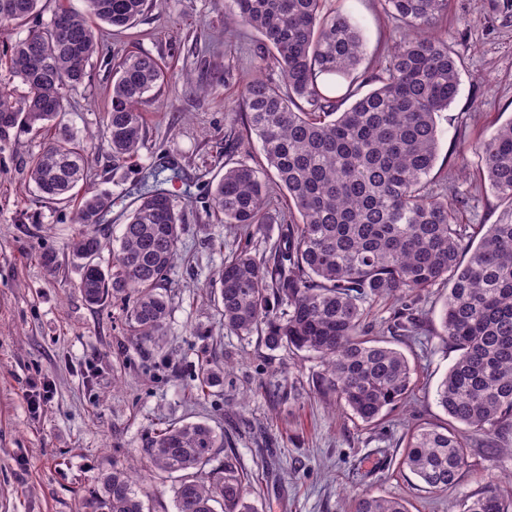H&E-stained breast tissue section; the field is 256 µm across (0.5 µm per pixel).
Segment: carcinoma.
Segmentation results:
<instances>
[{
    "label": "carcinoma",
    "mask_w": 512,
    "mask_h": 512,
    "mask_svg": "<svg viewBox=\"0 0 512 512\" xmlns=\"http://www.w3.org/2000/svg\"><path fill=\"white\" fill-rule=\"evenodd\" d=\"M328 0H230L229 15L259 34V67L280 70L283 83L255 75L242 84L236 140L257 138L266 171L238 164L210 188L212 209L231 228L260 227L271 204V173L287 194L288 233L259 259L243 247L224 261L218 298L224 329L260 335L270 350L288 348L324 363L319 393L371 424L413 393L406 356L369 337L368 300L394 309L444 282L443 336L458 356L437 388L450 423L406 433L401 464L431 490L454 487L467 465L469 439L483 437L488 453L512 454V208L496 224H463L464 204L429 179L437 160V114L460 85V66L437 33L451 0H383L412 35L397 44L382 74L360 78V26ZM41 0H0V22L27 26ZM493 20L512 28V0H493ZM148 0H86L83 14L57 8L50 21L0 49V140L10 131L51 130L29 165L41 200L77 204L81 225L67 249L80 271L85 301L122 302L136 346H160L169 314L162 289L177 257L181 217L162 185L180 178L154 168L139 181L137 205L123 225L112 266L99 257L98 233L112 196L92 188L85 160L96 139L78 138L61 124L68 97L88 77L98 50L97 28L132 27ZM110 106L102 136L112 170L134 158L146 136L142 107L155 100L170 74L146 54L114 60ZM328 77L327 83L319 78ZM27 87L14 97V82ZM378 86L358 95L368 82ZM350 106H345L348 100ZM484 180L512 204V119L475 145ZM217 365L200 369V384H220ZM223 437L204 422L171 423L145 433L140 456L154 469L178 474L176 512H256L245 497L250 483L233 453L213 466ZM458 512H512V497L496 485L465 495ZM83 512H144L132 470L115 465L85 498ZM351 512H408L397 498H354Z\"/></svg>",
    "instance_id": "obj_1"
}]
</instances>
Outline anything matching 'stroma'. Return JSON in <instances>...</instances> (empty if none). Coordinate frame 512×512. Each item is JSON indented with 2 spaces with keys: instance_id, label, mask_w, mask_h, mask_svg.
I'll list each match as a JSON object with an SVG mask.
<instances>
[{
  "instance_id": "35a3bbf8",
  "label": "stroma",
  "mask_w": 512,
  "mask_h": 512,
  "mask_svg": "<svg viewBox=\"0 0 512 512\" xmlns=\"http://www.w3.org/2000/svg\"><path fill=\"white\" fill-rule=\"evenodd\" d=\"M343 8L362 26L364 67L383 63L408 35L381 0H344ZM441 30L459 58L461 83L437 117L431 177L470 198L465 223L495 224L512 206L481 181L480 157L460 155L458 146L483 140L512 119V28L496 26L489 0H452ZM257 40L255 31L225 22L224 0H152L133 28L102 26L84 89L61 118L80 136L101 129L114 57L147 54L173 75L144 111L147 134L136 167L113 171L102 140L87 157L91 182L112 196L108 222L99 228L105 266L134 207L142 170L172 167L181 176L168 187L182 231L166 284L170 315L161 346L131 343L121 302L85 301L66 251L79 230L73 211L39 201L27 178L46 134L14 131L0 141V512H80L85 492L116 462L136 469L150 512H175L173 479L154 471L139 448L148 430L179 420L203 421L223 434L215 459L235 453L253 474L247 496L257 512H344L365 493L405 499L410 512H450L463 495L512 482V455L488 458L476 448L459 485L443 492L427 489L400 464L409 428L448 421L436 396L456 358L441 335L446 285L410 303L416 325L403 336L393 330L392 308L372 303L371 337L405 354L414 384L409 404L374 425L316 392L319 359L271 351L260 336L225 330L213 296L217 271L238 247L268 254L288 222L275 183L267 185L275 203L271 219L250 231L220 223L205 190L227 167L264 161L257 141L239 146L229 137L240 87L255 72ZM47 250L56 253L55 266L42 263ZM204 363L222 366L224 376L200 396ZM40 382L50 394L34 411L28 396Z\"/></svg>"
}]
</instances>
